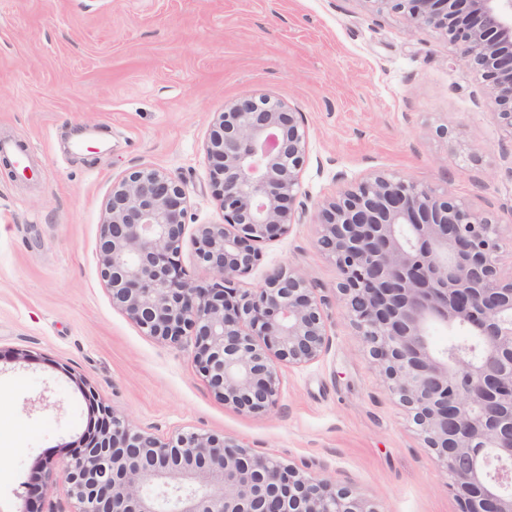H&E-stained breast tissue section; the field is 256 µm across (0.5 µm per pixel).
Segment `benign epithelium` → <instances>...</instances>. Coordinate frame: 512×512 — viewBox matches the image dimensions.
<instances>
[{
    "mask_svg": "<svg viewBox=\"0 0 512 512\" xmlns=\"http://www.w3.org/2000/svg\"><path fill=\"white\" fill-rule=\"evenodd\" d=\"M437 32L494 104L502 158L512 159V0H365ZM302 113L268 95L224 107L206 145L224 223L201 224L195 285L176 260L186 232L183 182L140 167L112 184L99 241L112 303L147 335L181 346L212 392L242 413L280 398L282 364L321 358L331 340L323 300L293 267L254 292L232 288L257 261L251 242L296 220L307 162ZM318 245L339 273V301L388 390L404 406L459 512H512V276L502 274L512 225L463 198L375 173L323 204ZM475 343L439 349L432 329ZM59 463L40 459L29 500L42 501ZM71 512H378L362 495L211 433L167 439L106 408L88 446L64 462Z\"/></svg>",
    "mask_w": 512,
    "mask_h": 512,
    "instance_id": "benign-epithelium-1",
    "label": "benign epithelium"
}]
</instances>
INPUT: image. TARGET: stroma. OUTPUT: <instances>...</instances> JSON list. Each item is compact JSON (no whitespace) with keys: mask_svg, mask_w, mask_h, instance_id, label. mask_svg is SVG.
<instances>
[{"mask_svg":"<svg viewBox=\"0 0 512 512\" xmlns=\"http://www.w3.org/2000/svg\"><path fill=\"white\" fill-rule=\"evenodd\" d=\"M437 34L367 0H0V138L33 179L0 171V512H26L36 463L66 460L101 407L167 437L201 431L360 491L378 512H458L338 301L318 206L384 172L451 191L512 224V178L475 72ZM266 94L302 112L300 219L237 276L299 269L324 299L332 345L281 366L262 415L226 405L189 347L144 335L113 306L99 240L113 183L143 166L180 178L179 261L204 283L197 227L220 224L206 143L217 112Z\"/></svg>","mask_w":512,"mask_h":512,"instance_id":"35a3bbf8","label":"stroma"}]
</instances>
